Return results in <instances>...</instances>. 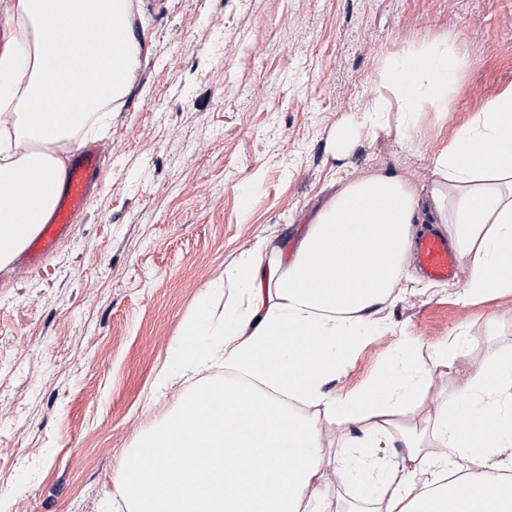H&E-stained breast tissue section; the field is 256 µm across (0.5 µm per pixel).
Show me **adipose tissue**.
Returning a JSON list of instances; mask_svg holds the SVG:
<instances>
[{
    "instance_id": "adipose-tissue-1",
    "label": "adipose tissue",
    "mask_w": 512,
    "mask_h": 512,
    "mask_svg": "<svg viewBox=\"0 0 512 512\" xmlns=\"http://www.w3.org/2000/svg\"><path fill=\"white\" fill-rule=\"evenodd\" d=\"M135 14L134 0H12L0 17L10 34L0 47V265L51 208L65 171L59 146L126 97L148 53ZM75 37L78 51L58 58ZM447 58L436 46L412 66H383L406 125L424 105L447 111ZM415 224L445 225L469 268L465 301L512 294V84L435 155L427 194L380 171L351 179L291 259L260 245L228 267L223 305L203 302L156 387L219 365L235 376L199 384L145 433L113 498L128 512H340L348 459L337 456L335 480L324 479L325 430L303 403L344 425L347 447L399 436L396 463L361 461L381 485L377 512H512V349L471 360L461 333L437 348L434 367L456 369L457 386L433 411L424 397L434 368L409 351L395 376L365 390L339 399L324 389L345 353L377 332ZM400 407L416 423L391 419Z\"/></svg>"
}]
</instances>
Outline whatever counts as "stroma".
I'll use <instances>...</instances> for the list:
<instances>
[{
	"mask_svg": "<svg viewBox=\"0 0 512 512\" xmlns=\"http://www.w3.org/2000/svg\"><path fill=\"white\" fill-rule=\"evenodd\" d=\"M151 50L92 146L104 158L74 234L0 281V512H113L130 448L192 382L155 380L201 297L257 244L295 242L330 185L384 171L416 190L432 159L512 84V0H141ZM447 42L449 108L372 134L384 61ZM416 269L327 391L380 379L403 340L420 359L450 335L470 357L512 348V294Z\"/></svg>",
	"mask_w": 512,
	"mask_h": 512,
	"instance_id": "stroma-1",
	"label": "stroma"
}]
</instances>
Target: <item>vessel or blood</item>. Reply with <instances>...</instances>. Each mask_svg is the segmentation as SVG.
Returning <instances> with one entry per match:
<instances>
[{"mask_svg":"<svg viewBox=\"0 0 512 512\" xmlns=\"http://www.w3.org/2000/svg\"><path fill=\"white\" fill-rule=\"evenodd\" d=\"M102 168L96 151L85 149L76 154L49 221L39 225L27 243L24 255L27 268H37L57 244L69 236L75 218L86 208L90 190L98 182ZM413 251L417 264L429 280L446 283L457 278L459 259L449 246L447 235L423 230L413 243Z\"/></svg>","mask_w":512,"mask_h":512,"instance_id":"obj_1","label":"vessel or blood"}]
</instances>
